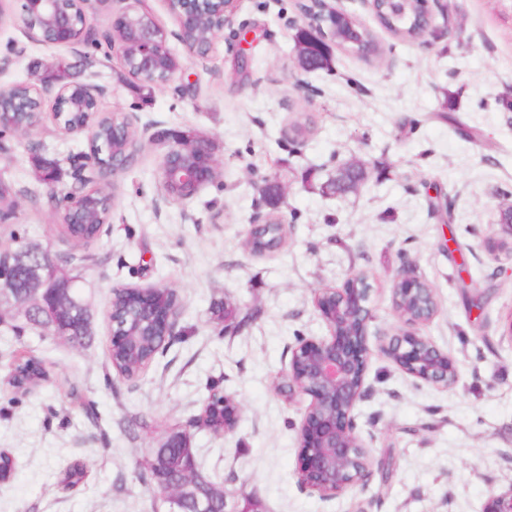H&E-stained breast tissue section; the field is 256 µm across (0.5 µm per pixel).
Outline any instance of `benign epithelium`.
<instances>
[{
    "instance_id": "obj_1",
    "label": "benign epithelium",
    "mask_w": 512,
    "mask_h": 512,
    "mask_svg": "<svg viewBox=\"0 0 512 512\" xmlns=\"http://www.w3.org/2000/svg\"><path fill=\"white\" fill-rule=\"evenodd\" d=\"M104 0H76L82 26L75 29L67 10L61 8V0H20L18 20L28 34L42 42L71 45L94 37L90 19ZM124 7L112 13L110 29L103 38L119 48L121 55L129 54L135 47L137 71L133 76L148 81L154 72L165 64L166 79L185 70L188 59L172 53L168 46L167 32L159 26L149 11L141 7L142 0H119ZM170 11L179 22L178 39L191 55H200L194 40V27L201 11L208 4L221 6V28L231 26L239 0H167ZM303 24L317 28L324 41H336V23L348 22V44L357 45L361 26L348 11L338 8L330 0H299ZM41 98L54 94V119H63V130L94 141L98 115V94L85 84L72 87L43 85L37 88ZM164 148L159 175V189L169 200L185 202L194 198L210 183L211 170L220 166L215 144L207 138L195 135L190 141L182 136H164L158 139ZM115 148H90L83 157L84 163L74 170L76 183L84 186L94 176L86 170L102 171L109 166ZM92 189L73 191L66 199L61 216L64 224H83L89 210ZM497 224L509 241L490 238L485 247L494 253L505 246L512 247V205L499 209ZM8 251L0 248V305L10 304L15 314L30 320L35 313L44 315L40 328L56 336L60 325L52 320L46 292L55 289L69 291L73 278L59 256L47 249H38V260L30 267L27 288L17 291L13 286L11 259ZM425 279L415 268L406 265L393 280V310L404 329L393 335L381 346L409 376L430 386L448 388L456 383L457 369L454 360L441 351L428 338L419 334L425 321L419 312L428 307L429 289ZM126 291L140 305L154 312L160 324L175 330L179 317V305L157 307L159 287L120 288L112 294ZM373 286L361 273L351 275L340 288H319L314 291V306L325 323L328 334L322 337H300L290 348L288 371L284 375L288 387L282 394L292 398L307 396L310 403L305 409L298 427V453L296 471L299 484L324 497H333L346 489L364 484L370 469L362 470L348 479V468L366 447L356 431L354 410L368 392L366 374L371 355L370 324L373 321ZM240 412L239 403L231 395H224V430L234 429ZM484 512H512V485L489 499Z\"/></svg>"
}]
</instances>
